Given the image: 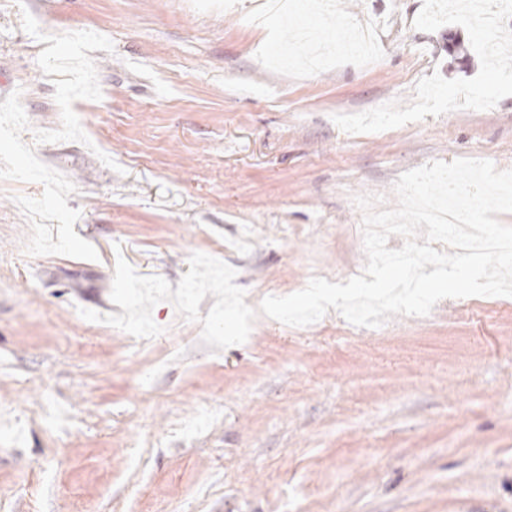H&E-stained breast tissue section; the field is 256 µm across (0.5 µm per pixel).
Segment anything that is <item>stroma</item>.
I'll list each match as a JSON object with an SVG mask.
<instances>
[{
	"label": "stroma",
	"mask_w": 512,
	"mask_h": 512,
	"mask_svg": "<svg viewBox=\"0 0 512 512\" xmlns=\"http://www.w3.org/2000/svg\"><path fill=\"white\" fill-rule=\"evenodd\" d=\"M335 4L377 65L302 62L295 28L345 36L320 0L260 28L261 0H0V512H512V297L378 328L260 314L216 355L168 301L142 345L78 313H119L121 258L175 285L223 250L253 307L342 282L355 196L512 169V53L489 61L459 0Z\"/></svg>",
	"instance_id": "1"
}]
</instances>
